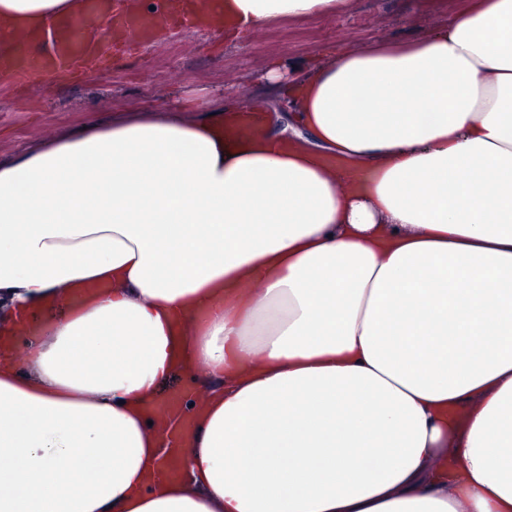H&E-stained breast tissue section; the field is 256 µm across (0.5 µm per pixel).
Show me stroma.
I'll use <instances>...</instances> for the list:
<instances>
[{
    "label": "stroma",
    "instance_id": "1",
    "mask_svg": "<svg viewBox=\"0 0 512 512\" xmlns=\"http://www.w3.org/2000/svg\"><path fill=\"white\" fill-rule=\"evenodd\" d=\"M466 0H355L336 16L283 20L225 40L219 30L171 28L133 55L101 54L105 66L80 79L0 78V160L37 146L62 131L110 122L113 112L170 108L191 92L267 113L269 94L260 76L274 58L308 60L328 45L408 40L444 25Z\"/></svg>",
    "mask_w": 512,
    "mask_h": 512
}]
</instances>
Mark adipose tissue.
Instances as JSON below:
<instances>
[{
	"label": "adipose tissue",
	"mask_w": 512,
	"mask_h": 512,
	"mask_svg": "<svg viewBox=\"0 0 512 512\" xmlns=\"http://www.w3.org/2000/svg\"><path fill=\"white\" fill-rule=\"evenodd\" d=\"M80 9L0 0V56ZM261 80L283 130L192 94L0 161V512H512V0Z\"/></svg>",
	"instance_id": "1"
}]
</instances>
